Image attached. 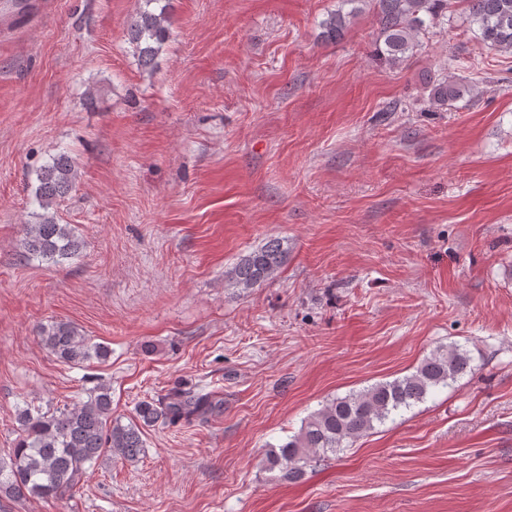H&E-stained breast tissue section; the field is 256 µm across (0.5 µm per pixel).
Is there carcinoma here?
I'll list each match as a JSON object with an SVG mask.
<instances>
[{"label":"carcinoma","mask_w":512,"mask_h":512,"mask_svg":"<svg viewBox=\"0 0 512 512\" xmlns=\"http://www.w3.org/2000/svg\"><path fill=\"white\" fill-rule=\"evenodd\" d=\"M169 0H140L126 40L138 64L151 68L170 39ZM361 0H339L336 10L320 23L322 36L341 39ZM378 24L376 54L390 66L413 56L421 47L419 36L448 21L449 0H372ZM469 25L483 45L495 52L512 53V0H462ZM350 11H344L345 6ZM471 92L467 84L446 78L430 90V105L442 108ZM34 201L43 213L25 225L22 246L26 253L58 262L74 255L79 241L68 224H59L49 209L73 188L74 159L61 152L36 172ZM286 259L275 239L243 256L226 274L239 288H251L271 278ZM43 346L64 363L82 365L104 361L108 347L91 343L69 322L54 321L40 328ZM468 351L457 345L439 347L424 357L415 370L391 381H379L363 390L337 396L310 414L299 431L270 451V469H279L285 481L302 479L325 458L350 447L391 416L425 401L436 388H446L472 372ZM208 393L185 397L172 391L137 405L128 423L112 416V393L101 385L87 400L64 410L45 411L27 405L18 410L22 436L7 457L0 458V493L9 497L37 496L62 500L74 495L89 468L111 454L125 460L139 457L145 443L143 430L157 422L189 418L208 410Z\"/></svg>","instance_id":"obj_1"}]
</instances>
